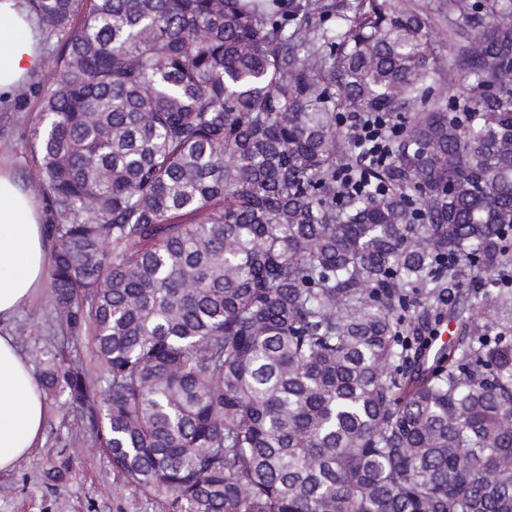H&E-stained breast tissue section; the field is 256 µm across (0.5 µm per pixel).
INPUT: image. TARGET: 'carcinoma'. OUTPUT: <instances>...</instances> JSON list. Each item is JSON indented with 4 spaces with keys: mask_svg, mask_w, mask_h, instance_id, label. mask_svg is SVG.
I'll list each match as a JSON object with an SVG mask.
<instances>
[{
    "mask_svg": "<svg viewBox=\"0 0 512 512\" xmlns=\"http://www.w3.org/2000/svg\"><path fill=\"white\" fill-rule=\"evenodd\" d=\"M25 6L57 39L35 377L113 470L164 512H512V0H448L479 26L446 34L456 114L418 0L337 30L326 0L291 29L265 0ZM417 105L385 166L344 150L336 108ZM422 298L448 312L420 332Z\"/></svg>",
    "mask_w": 512,
    "mask_h": 512,
    "instance_id": "carcinoma-1",
    "label": "carcinoma"
}]
</instances>
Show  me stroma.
<instances>
[{
    "instance_id": "obj_1",
    "label": "stroma",
    "mask_w": 512,
    "mask_h": 512,
    "mask_svg": "<svg viewBox=\"0 0 512 512\" xmlns=\"http://www.w3.org/2000/svg\"><path fill=\"white\" fill-rule=\"evenodd\" d=\"M48 77V70H41L27 84V99L18 98L0 108V166H9L24 183L32 172L36 89ZM51 309L52 294L45 285L11 323L9 332L23 355L32 350L31 327H40L43 337L56 336L49 322ZM46 408L42 445L32 449L12 471L0 472V512H161L159 501L147 498L113 471L104 450L93 443L85 417L51 402ZM60 452L71 457L70 470L61 480H48L51 460Z\"/></svg>"
}]
</instances>
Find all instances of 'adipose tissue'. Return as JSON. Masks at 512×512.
<instances>
[{
    "label": "adipose tissue",
    "instance_id": "1",
    "mask_svg": "<svg viewBox=\"0 0 512 512\" xmlns=\"http://www.w3.org/2000/svg\"><path fill=\"white\" fill-rule=\"evenodd\" d=\"M42 34L23 0H0V103L43 67ZM50 216L0 167V325L32 299L46 274ZM41 388L26 357L0 334V471L12 469L43 435Z\"/></svg>",
    "mask_w": 512,
    "mask_h": 512
}]
</instances>
